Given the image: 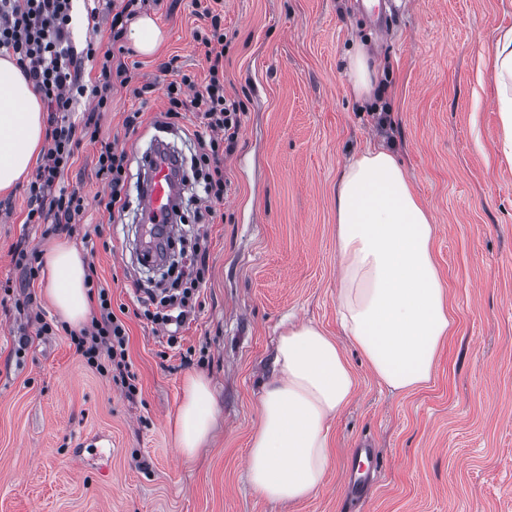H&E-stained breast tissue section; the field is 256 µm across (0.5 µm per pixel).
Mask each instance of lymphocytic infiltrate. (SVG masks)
<instances>
[{
    "label": "lymphocytic infiltrate",
    "mask_w": 512,
    "mask_h": 512,
    "mask_svg": "<svg viewBox=\"0 0 512 512\" xmlns=\"http://www.w3.org/2000/svg\"><path fill=\"white\" fill-rule=\"evenodd\" d=\"M76 0H0V54L14 58L23 74L41 94L48 110L47 135L49 146L43 154L28 186L30 224L51 223L53 231L71 230L84 216L83 196L68 188L62 176L73 162L76 151L85 142L98 145L97 173L108 191L98 200L102 212L124 211L126 201L125 153L116 151L111 141L99 136L98 115L110 106L109 92L113 83L127 84L124 66L115 65V46L120 43L125 27L137 13L140 0H119L111 20L112 43L101 46L93 39L76 45L73 33ZM209 28L196 31L194 38L204 48L209 80L196 86L190 76L167 83L165 95L167 118L180 117L184 112L202 113L204 130L195 131L198 152L194 159L197 175L203 183L207 213H214L224 200L222 147L233 146L239 137L243 111L238 101L226 98L224 77V30L221 16L211 8H203ZM97 67L94 81L83 82L84 65ZM95 99L93 112L82 124L65 119L76 98ZM207 251L196 247L190 261V285L181 293L169 296L165 311L151 313L152 321L163 325L182 326L185 307L195 289L204 281ZM99 315L90 328L71 333L70 339L87 364L110 380L119 382L127 396H135V375L130 370L125 323L112 312V295L108 288L98 287Z\"/></svg>",
    "instance_id": "lymphocytic-infiltrate-1"
}]
</instances>
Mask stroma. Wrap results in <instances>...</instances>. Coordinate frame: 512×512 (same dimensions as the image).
<instances>
[{
  "label": "stroma",
  "mask_w": 512,
  "mask_h": 512,
  "mask_svg": "<svg viewBox=\"0 0 512 512\" xmlns=\"http://www.w3.org/2000/svg\"><path fill=\"white\" fill-rule=\"evenodd\" d=\"M223 3L224 92L244 116L214 219L198 221L201 188L187 182L181 227L205 244L208 272L175 346L140 303L163 293L138 255L139 184L155 140L177 141L183 160L193 153L198 115L164 117L168 82L187 74L201 86L208 75L193 37L208 22L193 0H146L141 12L165 42L153 55L126 45L119 60L131 81L114 87L99 117L101 138L127 153L124 213L98 209L106 186L88 143L63 175L86 201L71 233L47 237L26 223L27 182L0 192V512H512V164L487 64L512 29V0H406L380 36L352 0ZM359 44L382 72L369 100L346 75ZM373 148L397 157L433 217L454 325L432 379L404 393L347 347L358 390L330 423L326 482L305 501L272 502L245 477L258 398L288 319L342 337L336 181ZM60 240L84 252L112 293L134 398L88 366L65 329L38 333L35 314L57 315L44 278L28 280L12 255ZM195 372L210 378L218 417L187 460L168 419ZM364 447L372 463L359 467Z\"/></svg>",
  "instance_id": "obj_1"
}]
</instances>
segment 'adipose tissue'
<instances>
[{
    "label": "adipose tissue",
    "mask_w": 512,
    "mask_h": 512,
    "mask_svg": "<svg viewBox=\"0 0 512 512\" xmlns=\"http://www.w3.org/2000/svg\"><path fill=\"white\" fill-rule=\"evenodd\" d=\"M490 63L504 89L502 147L512 160V33ZM44 139L39 92L10 58H0V190L32 165ZM434 226L392 152L366 150L336 184V255L341 328L374 376L394 392L432 378L453 320L433 252ZM48 297L67 324L83 323L91 295L87 262L63 242L45 256ZM356 376L337 341L312 324L288 327L276 344L273 375L259 399L247 478L273 500L318 492L332 466L327 422L352 399ZM217 408L210 379L188 375L170 422L180 454L192 459L211 438Z\"/></svg>",
    "instance_id": "ef3b65f1"
}]
</instances>
